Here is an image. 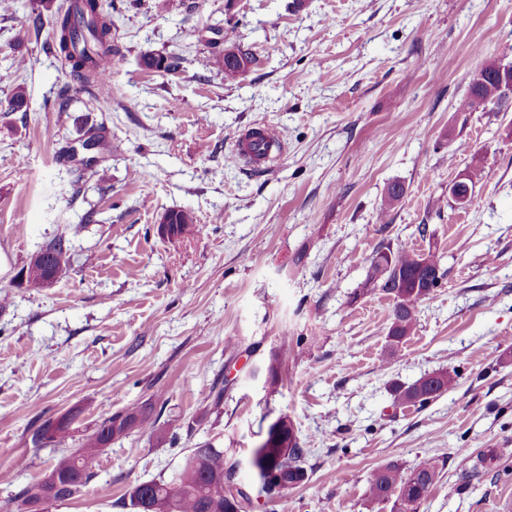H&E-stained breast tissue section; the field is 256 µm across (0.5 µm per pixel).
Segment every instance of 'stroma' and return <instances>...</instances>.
<instances>
[{
	"instance_id": "obj_1",
	"label": "stroma",
	"mask_w": 512,
	"mask_h": 512,
	"mask_svg": "<svg viewBox=\"0 0 512 512\" xmlns=\"http://www.w3.org/2000/svg\"><path fill=\"white\" fill-rule=\"evenodd\" d=\"M120 49L79 84L37 0L0 11V512L41 481L33 441L69 414L73 448L108 414L146 403L153 429L104 448L94 478L49 512H123L129 488L208 442L246 450L290 418L309 477L288 512H391L366 476L424 457L443 474L421 512L512 502V95L462 112L484 60L512 65V0H116ZM252 58L234 79L213 43ZM180 58L175 71L141 58ZM24 87V111L9 109ZM66 111H58L61 90ZM265 123L282 157L230 164ZM106 129L111 153L83 149ZM469 206L449 184L471 154ZM404 195L386 221L384 188ZM184 210L203 230L159 231ZM72 264L48 287L18 274L51 240ZM433 252L444 273L389 358L391 299L364 289L378 247ZM288 352L276 387L260 370ZM441 369L456 387L398 407L391 386ZM221 399L209 398L211 389ZM479 475L464 483L471 468ZM467 182L469 185L463 182L466 179L465 173L460 174L449 186L448 193L452 199L459 206H465L469 202L472 193V187L478 181H481L486 176V170L483 163V159L479 154H472L471 162L466 168Z\"/></svg>"
}]
</instances>
